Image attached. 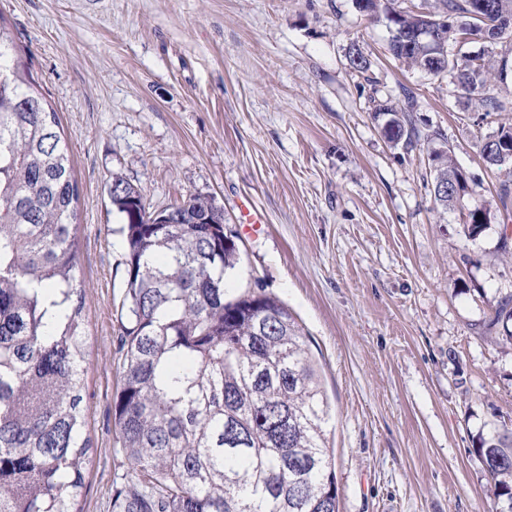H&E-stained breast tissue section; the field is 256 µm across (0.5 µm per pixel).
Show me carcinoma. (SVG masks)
<instances>
[{
	"label": "carcinoma",
	"mask_w": 512,
	"mask_h": 512,
	"mask_svg": "<svg viewBox=\"0 0 512 512\" xmlns=\"http://www.w3.org/2000/svg\"><path fill=\"white\" fill-rule=\"evenodd\" d=\"M475 0H434L428 13L455 15L478 32ZM385 21L387 52L433 75L448 74L471 102L508 111L490 94L507 83L500 59L512 42L458 62L412 45L420 24L405 0H355ZM512 19V0H486L485 16ZM22 46L0 16V512H75L92 448L84 436L87 337L78 284L79 190L58 112L48 103ZM351 69L370 60L356 45ZM417 99L375 106L388 116L387 140L406 149L437 137L416 124ZM512 142L500 125L477 141L487 168L512 176L485 155L490 137ZM434 196L443 209L471 196L450 151L431 156ZM112 205L124 217L126 289L123 384L114 417L132 464L130 484L115 483L112 512H339L335 462L326 445L329 406L303 328L286 303L258 285L228 298L227 272L241 261L224 211L191 194L160 211L141 192L112 179ZM502 508L512 507V427L477 448Z\"/></svg>",
	"instance_id": "cac0c4a2"
}]
</instances>
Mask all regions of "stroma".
<instances>
[{
  "label": "stroma",
  "mask_w": 512,
  "mask_h": 512,
  "mask_svg": "<svg viewBox=\"0 0 512 512\" xmlns=\"http://www.w3.org/2000/svg\"><path fill=\"white\" fill-rule=\"evenodd\" d=\"M0 15L61 120L79 198L77 278L88 341L78 512H112L130 478L112 419L122 383L121 175L148 210L213 197L240 232L231 294L286 302L319 363L332 412L339 512H495L480 437L512 423V348L489 320L512 299V201L478 133L512 124L450 77L405 68L354 0H0ZM358 44L368 76L347 61ZM417 96L421 130L390 143L376 102ZM453 150L491 224L476 239L434 198L430 155ZM263 214L243 234L239 204Z\"/></svg>",
  "instance_id": "stroma-1"
}]
</instances>
